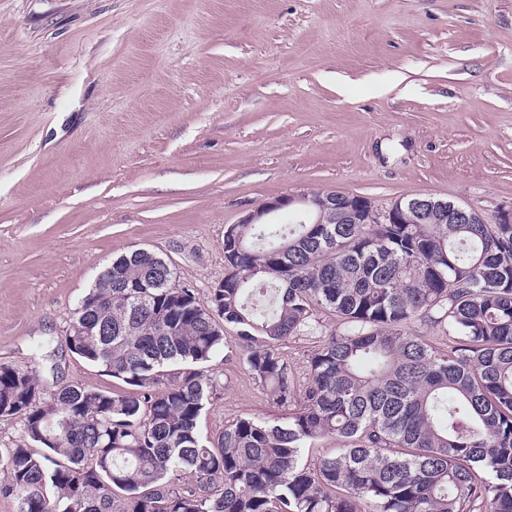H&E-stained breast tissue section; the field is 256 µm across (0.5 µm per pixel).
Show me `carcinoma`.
<instances>
[{
  "instance_id": "cac0c4a2",
  "label": "carcinoma",
  "mask_w": 512,
  "mask_h": 512,
  "mask_svg": "<svg viewBox=\"0 0 512 512\" xmlns=\"http://www.w3.org/2000/svg\"><path fill=\"white\" fill-rule=\"evenodd\" d=\"M232 224L224 287L200 302L136 249L79 300L70 351L129 386L49 385L0 364V497L17 512H512V223ZM337 328L298 386L280 345ZM425 322L436 346L405 330ZM236 330L246 369L287 410L209 439V367ZM334 437L333 456L302 450Z\"/></svg>"
}]
</instances>
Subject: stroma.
Listing matches in <instances>:
<instances>
[{
	"instance_id": "1",
	"label": "stroma",
	"mask_w": 512,
	"mask_h": 512,
	"mask_svg": "<svg viewBox=\"0 0 512 512\" xmlns=\"http://www.w3.org/2000/svg\"><path fill=\"white\" fill-rule=\"evenodd\" d=\"M317 191L512 206V0H0V364L124 393L63 341L112 259L203 300L229 225ZM243 354L202 436L284 417Z\"/></svg>"
}]
</instances>
